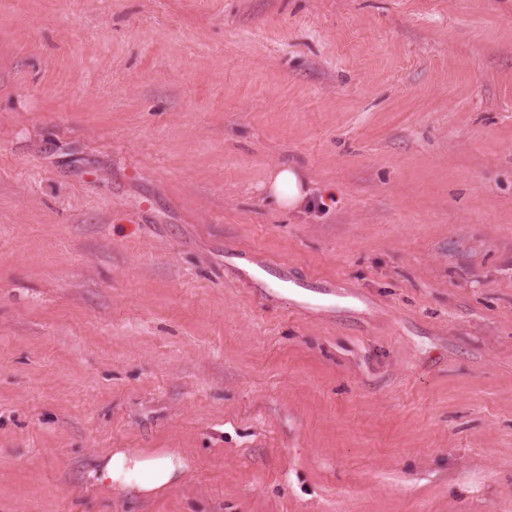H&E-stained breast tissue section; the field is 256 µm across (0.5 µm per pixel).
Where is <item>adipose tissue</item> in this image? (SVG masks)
<instances>
[{"label": "adipose tissue", "instance_id": "adipose-tissue-1", "mask_svg": "<svg viewBox=\"0 0 512 512\" xmlns=\"http://www.w3.org/2000/svg\"><path fill=\"white\" fill-rule=\"evenodd\" d=\"M266 188L277 203L288 210L304 207L310 196L303 172L291 164L277 166ZM186 468L185 460L174 452L136 453L117 448L99 460L90 477L107 488L150 497L172 485Z\"/></svg>", "mask_w": 512, "mask_h": 512}]
</instances>
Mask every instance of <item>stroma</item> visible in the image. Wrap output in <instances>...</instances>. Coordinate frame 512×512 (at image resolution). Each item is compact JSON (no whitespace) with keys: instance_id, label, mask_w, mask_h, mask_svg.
Wrapping results in <instances>:
<instances>
[{"instance_id":"stroma-1","label":"stroma","mask_w":512,"mask_h":512,"mask_svg":"<svg viewBox=\"0 0 512 512\" xmlns=\"http://www.w3.org/2000/svg\"><path fill=\"white\" fill-rule=\"evenodd\" d=\"M0 512H512V0H0ZM264 186L282 208L296 210L308 203L304 173L292 164L277 166ZM186 468L185 460L175 452L136 453L117 448L98 461L89 477L115 491L151 497L172 485Z\"/></svg>"}]
</instances>
